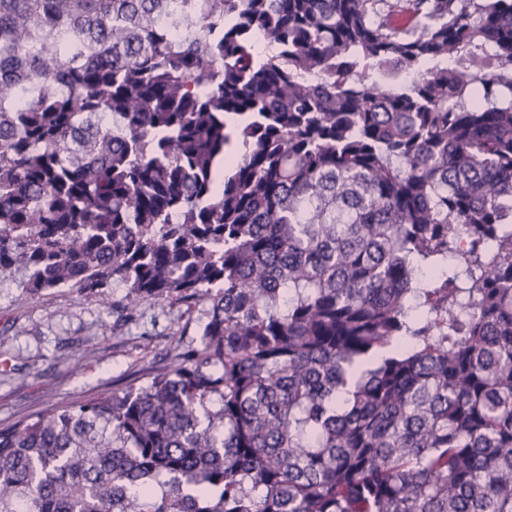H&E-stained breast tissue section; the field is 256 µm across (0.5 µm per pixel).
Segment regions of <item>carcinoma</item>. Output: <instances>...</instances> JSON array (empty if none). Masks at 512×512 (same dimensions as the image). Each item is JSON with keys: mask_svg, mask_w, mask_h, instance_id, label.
Here are the masks:
<instances>
[{"mask_svg": "<svg viewBox=\"0 0 512 512\" xmlns=\"http://www.w3.org/2000/svg\"><path fill=\"white\" fill-rule=\"evenodd\" d=\"M5 280L208 310L0 512H512V0H0Z\"/></svg>", "mask_w": 512, "mask_h": 512, "instance_id": "obj_1", "label": "carcinoma"}]
</instances>
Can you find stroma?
<instances>
[{"label":"stroma","instance_id":"obj_1","mask_svg":"<svg viewBox=\"0 0 512 512\" xmlns=\"http://www.w3.org/2000/svg\"><path fill=\"white\" fill-rule=\"evenodd\" d=\"M203 304L158 300L127 320L72 288L33 296L0 283V427L105 389L140 385L198 345Z\"/></svg>","mask_w":512,"mask_h":512}]
</instances>
